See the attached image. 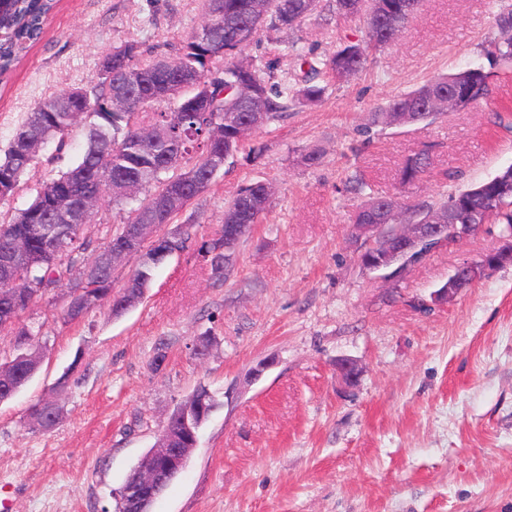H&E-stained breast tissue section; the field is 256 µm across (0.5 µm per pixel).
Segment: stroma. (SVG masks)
<instances>
[{
    "instance_id": "obj_1",
    "label": "stroma",
    "mask_w": 512,
    "mask_h": 512,
    "mask_svg": "<svg viewBox=\"0 0 512 512\" xmlns=\"http://www.w3.org/2000/svg\"><path fill=\"white\" fill-rule=\"evenodd\" d=\"M511 4L424 0L365 71L255 133L261 154L240 150L169 225L191 238L136 308L115 317L104 305L67 322L61 285L21 314L43 344L34 377L0 402L12 512H115L131 470L200 386L216 404L152 512H512V265L452 297L439 292L457 266L503 245L502 225L385 278L363 269L367 242L350 226L370 194L441 203L512 166V128L487 121L490 105L512 100V62L481 51ZM199 15L200 0H58L0 81V150L26 112L88 81L113 47L175 52ZM297 36L324 57L363 39L364 23L323 9ZM468 66L489 73L490 105L431 124H369L388 97ZM83 145L78 130L49 144L0 212L23 207ZM424 148L428 174L400 186L402 163ZM314 149L323 158L306 166ZM258 180L276 193L216 277L204 244L237 189ZM344 360L358 368L354 381L338 370ZM45 399L63 417L33 428L29 408Z\"/></svg>"
}]
</instances>
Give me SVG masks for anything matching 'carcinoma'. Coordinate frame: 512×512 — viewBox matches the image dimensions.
Masks as SVG:
<instances>
[{
  "label": "carcinoma",
  "instance_id": "obj_1",
  "mask_svg": "<svg viewBox=\"0 0 512 512\" xmlns=\"http://www.w3.org/2000/svg\"><path fill=\"white\" fill-rule=\"evenodd\" d=\"M332 12L344 18L361 17L365 38L350 43L320 60H310L291 34L317 12L320 0H202L201 18L172 57L157 54L143 57L138 43L128 41L112 50V77H94L76 87L78 95L58 92L26 113L15 128L9 147L0 157V199L12 197L20 189L22 177L38 164L42 150H33L30 141L43 129L54 130L52 140L63 144L75 128H82L85 147L67 170L43 182L35 198L13 215L0 217V253L16 243L24 246L23 275L31 292L49 286L67 285L75 290L86 284L77 312L63 313L66 321H78L102 304L112 302L113 273L105 266H89L84 253L95 248L81 237L78 227L58 224L48 195L62 183L77 198L99 193L106 174L119 173L141 180L137 197L115 196L112 206L129 209L127 223L113 233L122 237L136 213L152 197L174 188L191 173L195 182L183 187L187 200H197L210 187L213 176L210 158L218 151L224 159L245 146L257 128L282 117L291 108L321 101L331 81L359 74L368 55L398 40L419 12L423 0H330ZM55 0H13L3 19L9 38L0 43V74L8 73L16 60V49L39 40ZM499 36L482 47L491 60L512 61V11L503 12L497 22ZM283 35L286 55L299 68L294 82L274 81L280 59L259 66L244 56L260 40V35ZM186 74L205 80L210 95L207 112H194L186 105L188 95L177 98L161 94L159 86L178 84ZM490 75L481 67L460 69L427 80L407 93L394 95L370 112L373 126H405L433 121L448 112V101L461 110L488 100L492 94ZM120 90L139 95L138 111L115 108L112 101ZM261 116L259 127L249 121L250 113ZM430 166L428 152L407 159L400 171L403 184L424 175ZM275 187L256 181L241 186L224 210L227 224H257ZM450 216L454 224H484L490 220L512 226V166L479 184L449 196L434 206L425 201L401 203L387 196H370L353 217L355 224H368L378 217L396 215L399 224H412L436 213ZM224 242L212 239L205 244L211 267L224 274ZM161 260L138 261L133 271L138 299L150 288ZM10 329L17 345H25L35 335L27 325L16 326L13 312L0 297V329ZM187 406L170 416L167 429L175 437L174 446L185 448L181 421ZM52 412L39 401L29 409L34 428L56 424Z\"/></svg>",
  "mask_w": 512,
  "mask_h": 512
}]
</instances>
